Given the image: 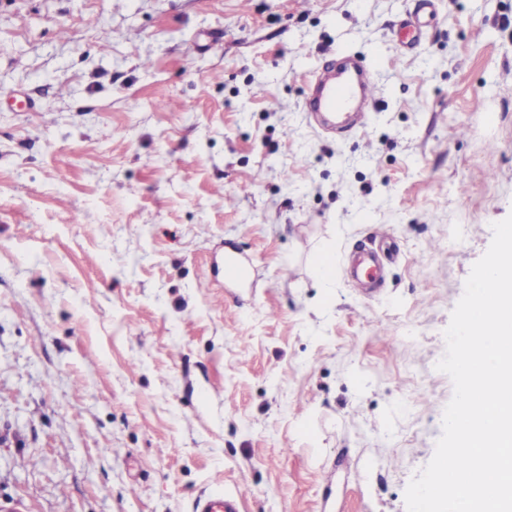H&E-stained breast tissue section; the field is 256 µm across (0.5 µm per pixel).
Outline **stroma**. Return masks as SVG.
<instances>
[{
    "instance_id": "stroma-1",
    "label": "stroma",
    "mask_w": 512,
    "mask_h": 512,
    "mask_svg": "<svg viewBox=\"0 0 512 512\" xmlns=\"http://www.w3.org/2000/svg\"><path fill=\"white\" fill-rule=\"evenodd\" d=\"M414 5L0 0V512H406L512 213V0H438L408 56ZM332 45L384 94L342 142L304 110ZM196 512H242V498L226 492L205 495L198 501Z\"/></svg>"
}]
</instances>
